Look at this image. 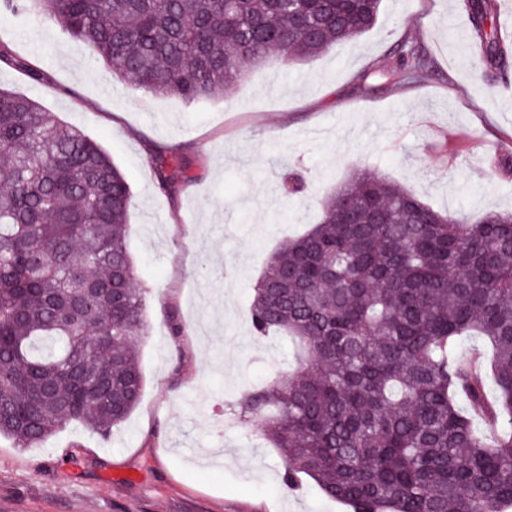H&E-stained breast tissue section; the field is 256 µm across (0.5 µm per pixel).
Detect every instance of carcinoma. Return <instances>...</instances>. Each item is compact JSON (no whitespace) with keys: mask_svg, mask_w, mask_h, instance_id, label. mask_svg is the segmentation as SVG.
<instances>
[{"mask_svg":"<svg viewBox=\"0 0 512 512\" xmlns=\"http://www.w3.org/2000/svg\"><path fill=\"white\" fill-rule=\"evenodd\" d=\"M381 2L0 0V14L45 15L119 80L195 103L270 58L310 60L368 32ZM461 7L473 66L503 78L499 0ZM398 55L397 69L370 76L428 73L417 44ZM2 64L43 81L0 40ZM153 162L163 191L190 180L174 148ZM130 204L95 140L0 87V436L19 448L75 422L107 436L141 400ZM250 312L253 335L298 343L296 367L236 402L283 450L285 488L306 476L351 512H512V213L471 224L357 173L320 223L271 254ZM463 336L483 343L475 370ZM478 418L509 427L489 437Z\"/></svg>","mask_w":512,"mask_h":512,"instance_id":"carcinoma-1","label":"carcinoma"}]
</instances>
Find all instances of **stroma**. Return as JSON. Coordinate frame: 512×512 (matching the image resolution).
Segmentation results:
<instances>
[{
  "instance_id": "1",
  "label": "stroma",
  "mask_w": 512,
  "mask_h": 512,
  "mask_svg": "<svg viewBox=\"0 0 512 512\" xmlns=\"http://www.w3.org/2000/svg\"><path fill=\"white\" fill-rule=\"evenodd\" d=\"M456 0H383L376 26L304 62L273 58L188 104L112 75L85 45L41 17H0V39L42 83L0 67L28 95L98 140L129 182L127 247L144 291L146 378L138 407L110 436L74 423L39 446L0 438V512H348L311 480L288 492L283 459L212 402L233 400L294 364L285 339L250 333L252 288L285 240L319 222L322 203L359 170L398 183L469 222L512 209V71L490 82L468 64ZM431 70L393 87L360 77L395 65L403 41ZM177 148L190 181L159 189L150 145ZM307 190L284 197L282 172Z\"/></svg>"
}]
</instances>
